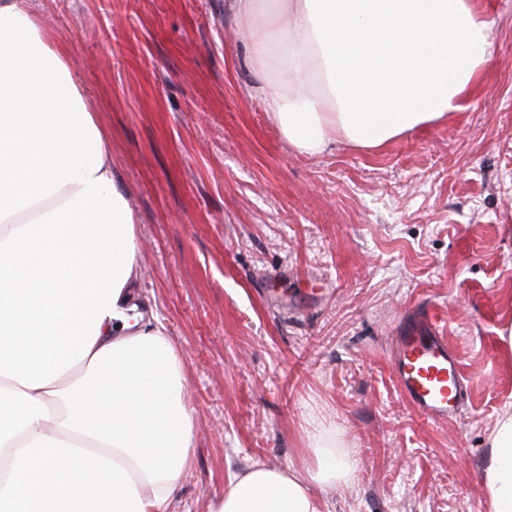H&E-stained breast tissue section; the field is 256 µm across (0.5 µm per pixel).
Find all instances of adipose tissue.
Returning <instances> with one entry per match:
<instances>
[{
  "mask_svg": "<svg viewBox=\"0 0 512 512\" xmlns=\"http://www.w3.org/2000/svg\"><path fill=\"white\" fill-rule=\"evenodd\" d=\"M288 143L378 149L466 108L490 59L480 0H225ZM67 49L0 0V512H168L192 443L182 360L144 303L135 214ZM482 489L512 512V408ZM354 462L332 429L304 475L252 466L207 512H323Z\"/></svg>",
  "mask_w": 512,
  "mask_h": 512,
  "instance_id": "1",
  "label": "adipose tissue"
}]
</instances>
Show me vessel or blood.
<instances>
[{
  "label": "vessel or blood",
  "mask_w": 512,
  "mask_h": 512,
  "mask_svg": "<svg viewBox=\"0 0 512 512\" xmlns=\"http://www.w3.org/2000/svg\"><path fill=\"white\" fill-rule=\"evenodd\" d=\"M397 384L415 412L432 422L450 419L466 392L458 357L435 320L422 315L401 328L390 355Z\"/></svg>",
  "instance_id": "vessel-or-blood-1"
}]
</instances>
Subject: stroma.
<instances>
[{"mask_svg":"<svg viewBox=\"0 0 512 512\" xmlns=\"http://www.w3.org/2000/svg\"><path fill=\"white\" fill-rule=\"evenodd\" d=\"M69 50L140 226L139 286L184 366L195 432L172 512L252 465L302 470L315 428L355 460L328 512H491L512 404V0L466 109L370 151L288 145L224 0H23ZM435 315L467 393L433 423L390 364ZM482 489L492 512H512V408L497 417L487 438Z\"/></svg>","mask_w":512,"mask_h":512,"instance_id":"obj_1","label":"stroma"}]
</instances>
